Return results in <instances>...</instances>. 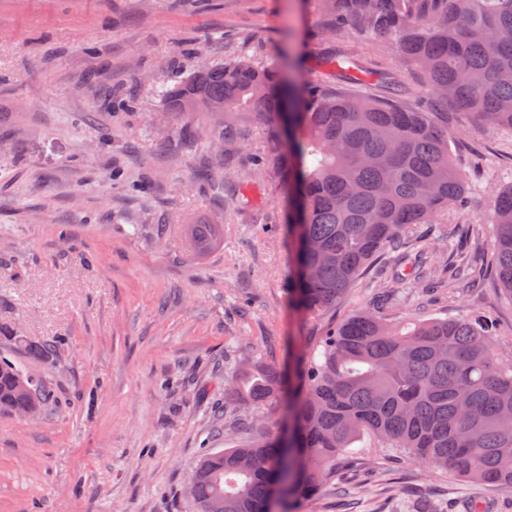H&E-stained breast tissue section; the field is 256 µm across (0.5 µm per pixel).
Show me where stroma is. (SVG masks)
I'll return each instance as SVG.
<instances>
[{"instance_id": "35a3bbf8", "label": "stroma", "mask_w": 512, "mask_h": 512, "mask_svg": "<svg viewBox=\"0 0 512 512\" xmlns=\"http://www.w3.org/2000/svg\"><path fill=\"white\" fill-rule=\"evenodd\" d=\"M319 0H0V326L61 340L43 361L0 346L50 387L34 417L0 413V512H197L199 456L284 430V402L225 399L234 368L289 371L329 322L395 293L390 315L487 317L512 354L491 214L512 184V132L434 104L389 38L331 30ZM350 57L356 76L325 65ZM292 63L325 95L384 96L448 128L471 185L433 242L435 277L464 260L474 287L409 289L380 272L315 320L288 300V204L276 122L171 112L163 92L202 65ZM232 129L233 142L222 139ZM218 224L198 250L190 225ZM301 512H512V485L462 480L370 438Z\"/></svg>"}]
</instances>
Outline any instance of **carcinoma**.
<instances>
[{"instance_id": "obj_1", "label": "carcinoma", "mask_w": 512, "mask_h": 512, "mask_svg": "<svg viewBox=\"0 0 512 512\" xmlns=\"http://www.w3.org/2000/svg\"><path fill=\"white\" fill-rule=\"evenodd\" d=\"M321 2L339 24L397 36L399 56L418 68L437 103L512 129V0ZM165 100L170 112L248 110L274 121L288 107L275 152L288 198V292L313 318L344 303L392 251V275L420 280L429 246L414 227L436 223L469 192L448 130L392 97L327 98L239 59L199 68ZM491 223L496 277L512 294V185L497 192ZM220 233L217 224L189 228L200 250ZM2 342L36 358L58 347L0 327ZM239 394L255 405L285 395L288 437L201 455L190 486L199 512L213 504L220 512H280L277 483L296 505L366 434L468 481L512 484V356L498 353L477 316L409 326L381 310L355 311L296 357L288 380L272 361L239 371ZM50 397L43 380L0 356V412L35 416Z\"/></svg>"}]
</instances>
